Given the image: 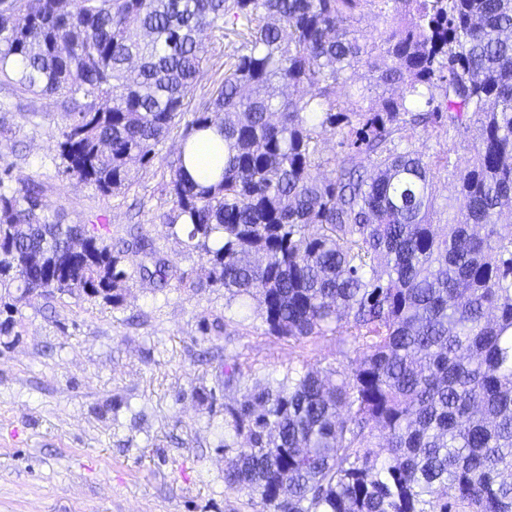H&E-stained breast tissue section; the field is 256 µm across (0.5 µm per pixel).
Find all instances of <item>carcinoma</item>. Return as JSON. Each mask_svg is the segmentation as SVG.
Returning <instances> with one entry per match:
<instances>
[{
  "label": "carcinoma",
  "mask_w": 512,
  "mask_h": 512,
  "mask_svg": "<svg viewBox=\"0 0 512 512\" xmlns=\"http://www.w3.org/2000/svg\"><path fill=\"white\" fill-rule=\"evenodd\" d=\"M369 7L382 30L361 41L348 26ZM226 40L222 81L186 112ZM360 67L402 91L339 100ZM0 84L64 99L65 171L105 196L182 128L164 223L203 264L179 287L257 297L269 333L353 348L334 368L248 378L225 408L245 440L225 483L262 512H512V0H0ZM473 127L464 170L450 147L414 148L420 130ZM207 131L224 162L203 186L187 164ZM11 181L6 166L1 335L34 297L119 305L131 255L168 285L145 237L123 249L52 222Z\"/></svg>",
  "instance_id": "cac0c4a2"
}]
</instances>
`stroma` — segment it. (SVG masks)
<instances>
[{
  "instance_id": "obj_1",
  "label": "stroma",
  "mask_w": 512,
  "mask_h": 512,
  "mask_svg": "<svg viewBox=\"0 0 512 512\" xmlns=\"http://www.w3.org/2000/svg\"><path fill=\"white\" fill-rule=\"evenodd\" d=\"M0 101L10 127L0 161L13 180L40 184L51 219L107 225L116 243L138 228L173 272L199 273V253L162 220L169 145L125 194L107 197L63 168L58 96L0 86ZM217 316L221 329L204 331ZM343 349L331 334L271 335L258 302L239 307L221 288L160 291L137 272L116 307L32 299L12 335H0V512H261L257 497L224 481L242 444L225 435L224 409L244 394L225 386V362L280 379L336 365Z\"/></svg>"
}]
</instances>
